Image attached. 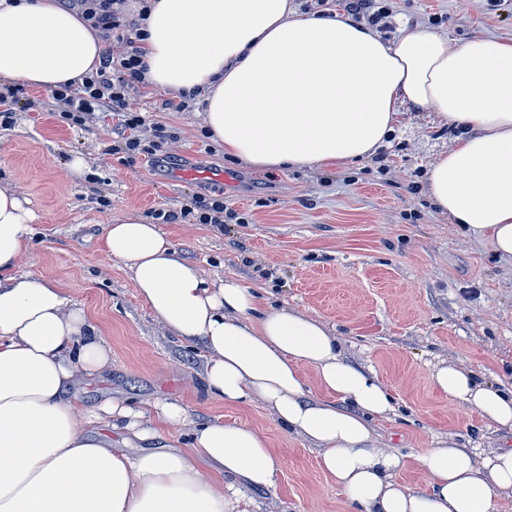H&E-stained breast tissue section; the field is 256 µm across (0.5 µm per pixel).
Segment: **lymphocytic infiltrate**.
Segmentation results:
<instances>
[{"mask_svg":"<svg viewBox=\"0 0 512 512\" xmlns=\"http://www.w3.org/2000/svg\"><path fill=\"white\" fill-rule=\"evenodd\" d=\"M68 2L78 6L93 29L114 31L118 37L116 49L102 53L95 74L85 77L82 85H65L54 91V99L63 105L62 118L82 126L95 113H113L119 116L120 126L111 145L112 151L169 159L168 145L174 138L173 132L163 126H148L146 116L130 104V94L141 81L143 61L135 40L137 25L127 18V0ZM145 127L152 131L146 143L138 135Z\"/></svg>","mask_w":512,"mask_h":512,"instance_id":"obj_1","label":"lymphocytic infiltrate"}]
</instances>
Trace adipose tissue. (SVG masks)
<instances>
[{
	"label": "adipose tissue",
	"instance_id": "ef3b65f1",
	"mask_svg": "<svg viewBox=\"0 0 512 512\" xmlns=\"http://www.w3.org/2000/svg\"><path fill=\"white\" fill-rule=\"evenodd\" d=\"M143 82L201 99L225 155L261 170L336 166L375 155L409 105L461 130L429 167L427 191L473 240L512 263V41L404 29L383 41L344 15L299 13L291 0H149L140 22ZM103 51L98 31L57 0L0 6V82L81 85ZM33 212L0 186V512H250L274 488L267 435L197 422L182 405L80 399L112 349L67 289L23 273ZM161 331L204 350L207 398L261 404L307 442L348 512H499L512 501V448L459 445L416 455L426 490L399 481L407 461L376 432L396 415L389 389L354 368L335 327L276 306L258 289L210 278L160 225L127 215L104 226ZM449 401L512 431V388L448 361L430 372ZM181 448H149L163 428Z\"/></svg>",
	"mask_w": 512,
	"mask_h": 512
}]
</instances>
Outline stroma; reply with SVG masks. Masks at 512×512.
Instances as JSON below:
<instances>
[{
	"label": "stroma",
	"mask_w": 512,
	"mask_h": 512,
	"mask_svg": "<svg viewBox=\"0 0 512 512\" xmlns=\"http://www.w3.org/2000/svg\"><path fill=\"white\" fill-rule=\"evenodd\" d=\"M379 34L429 28L458 45L494 36L512 41V0H388ZM171 92L138 87L131 105L175 132L172 160L109 154L118 120L100 113L70 124L51 92L25 89L11 125L0 127V184L16 188L35 219L22 269L66 288L112 348L107 384L129 403L168 399L202 421H237L263 431L282 471L273 491L288 512H347L316 452L284 431L258 403L230 407L208 399L200 346L162 333L122 265L103 247L109 218L136 212L156 223L197 195H223L247 214L244 224H199L164 230L190 262L215 279L236 277L336 326L354 367L373 369L398 400L382 422V439L408 456L401 480L426 486L412 456L442 435L512 445V433L485 428L475 412L435 391L433 364L448 360L491 383L512 385V266L490 247L457 232L426 192L431 162L455 129L408 109L387 146L356 165L261 171L225 158L203 126V104L164 109ZM83 155L91 175L68 164ZM195 171L192 179L181 178Z\"/></svg>",
	"instance_id": "1"
}]
</instances>
